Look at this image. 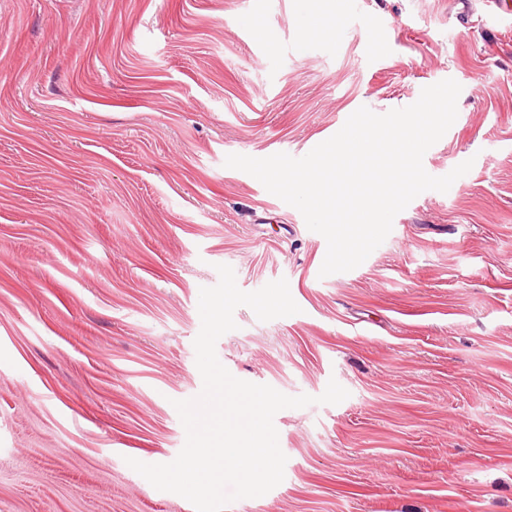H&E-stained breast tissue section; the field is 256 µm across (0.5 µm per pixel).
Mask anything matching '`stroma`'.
I'll use <instances>...</instances> for the list:
<instances>
[{
	"label": "stroma",
	"mask_w": 512,
	"mask_h": 512,
	"mask_svg": "<svg viewBox=\"0 0 512 512\" xmlns=\"http://www.w3.org/2000/svg\"><path fill=\"white\" fill-rule=\"evenodd\" d=\"M0 0V512H195L126 463L176 458L203 386L199 291L231 266L238 379L341 403L274 417L283 481L225 512H512V27L484 0ZM384 21L382 40L371 35ZM447 174L353 270L230 154L299 158L445 79ZM329 3H331L329 0L300 1L309 35L329 34L334 30L335 13L327 10Z\"/></svg>",
	"instance_id": "obj_1"
}]
</instances>
